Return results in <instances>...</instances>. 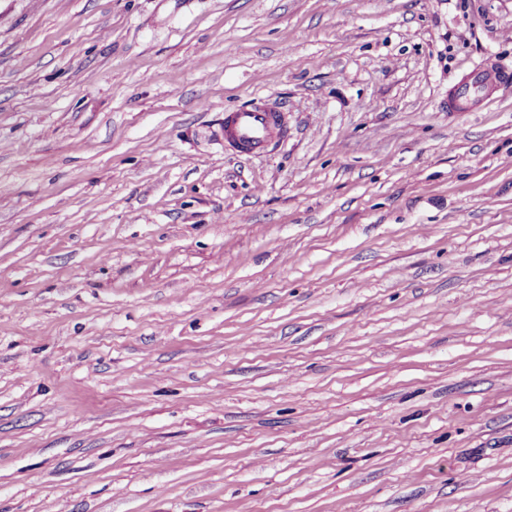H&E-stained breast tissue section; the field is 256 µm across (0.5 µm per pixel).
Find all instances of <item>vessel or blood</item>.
Here are the masks:
<instances>
[{"mask_svg":"<svg viewBox=\"0 0 512 512\" xmlns=\"http://www.w3.org/2000/svg\"><path fill=\"white\" fill-rule=\"evenodd\" d=\"M493 83L501 86L512 83V70L486 66L473 71L469 81L459 88L456 97L450 99V106L460 112L469 111L474 98L485 86ZM287 133L281 110L268 102L238 108L224 119L225 140L242 152L268 148L285 140Z\"/></svg>","mask_w":512,"mask_h":512,"instance_id":"1","label":"vessel or blood"}]
</instances>
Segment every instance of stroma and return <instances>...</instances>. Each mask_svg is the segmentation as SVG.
Here are the masks:
<instances>
[{"mask_svg": "<svg viewBox=\"0 0 512 512\" xmlns=\"http://www.w3.org/2000/svg\"><path fill=\"white\" fill-rule=\"evenodd\" d=\"M485 62L512 0H0V512H512ZM511 82L512 71L509 68L486 66L473 70L469 81L458 89L457 97L448 100V105L459 112H467L472 108L474 98L481 93L485 86L493 83L504 86L510 85ZM287 133L283 112L273 103L240 107L224 118V139L240 152L275 146Z\"/></svg>", "mask_w": 512, "mask_h": 512, "instance_id": "obj_1", "label": "stroma"}]
</instances>
